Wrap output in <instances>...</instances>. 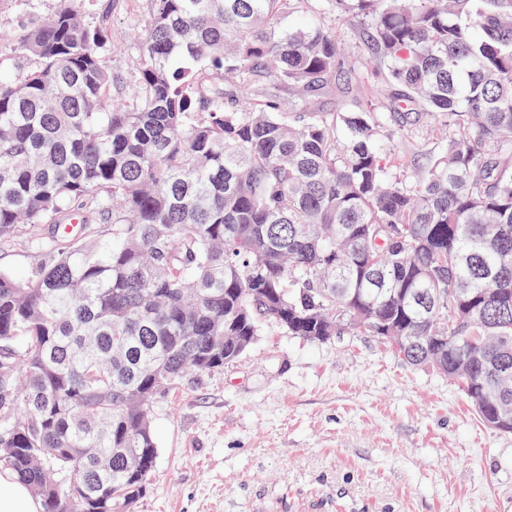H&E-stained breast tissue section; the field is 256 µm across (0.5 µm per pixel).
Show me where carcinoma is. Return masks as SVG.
<instances>
[{"label": "carcinoma", "mask_w": 512, "mask_h": 512, "mask_svg": "<svg viewBox=\"0 0 512 512\" xmlns=\"http://www.w3.org/2000/svg\"><path fill=\"white\" fill-rule=\"evenodd\" d=\"M82 2L0 37L31 63L0 69V244L40 243L28 276L0 267V470L44 512H130L151 389L268 324L417 336L402 360L512 434V0H151L130 101ZM353 78L362 100L324 111ZM336 25L343 36L347 56L351 59H366V49L359 37L358 29L353 21H337Z\"/></svg>", "instance_id": "obj_1"}]
</instances>
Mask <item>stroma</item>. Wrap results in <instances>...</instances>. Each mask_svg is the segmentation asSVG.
<instances>
[{
	"instance_id": "35a3bbf8",
	"label": "stroma",
	"mask_w": 512,
	"mask_h": 512,
	"mask_svg": "<svg viewBox=\"0 0 512 512\" xmlns=\"http://www.w3.org/2000/svg\"><path fill=\"white\" fill-rule=\"evenodd\" d=\"M59 0H0V28ZM150 0H86L133 80ZM154 476L134 512H512V434L459 385L372 336L311 343L269 326L237 362L155 397Z\"/></svg>"
}]
</instances>
